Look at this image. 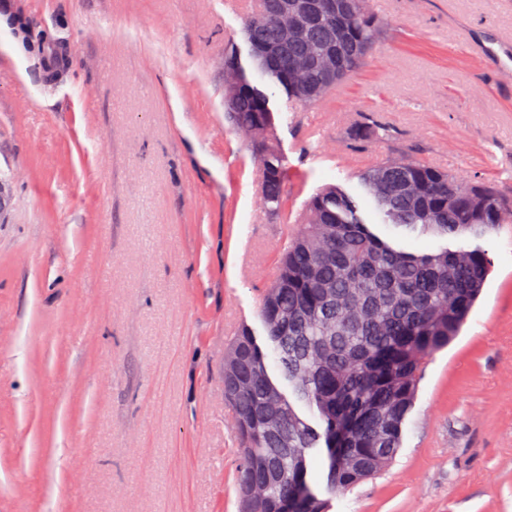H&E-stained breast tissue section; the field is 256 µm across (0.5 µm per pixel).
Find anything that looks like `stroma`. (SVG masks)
I'll return each instance as SVG.
<instances>
[{"label": "stroma", "mask_w": 512, "mask_h": 512, "mask_svg": "<svg viewBox=\"0 0 512 512\" xmlns=\"http://www.w3.org/2000/svg\"><path fill=\"white\" fill-rule=\"evenodd\" d=\"M368 8L385 32L355 72L316 106L273 100L291 175L277 218L224 108V56L252 71L259 0H0V512H238L224 354L245 326L267 345L261 295L309 197L403 157L512 199V86L455 37L512 27V0ZM365 219L493 268L394 462L329 512H512V224L447 238Z\"/></svg>", "instance_id": "obj_1"}]
</instances>
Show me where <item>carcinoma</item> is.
I'll use <instances>...</instances> for the list:
<instances>
[{
	"mask_svg": "<svg viewBox=\"0 0 512 512\" xmlns=\"http://www.w3.org/2000/svg\"><path fill=\"white\" fill-rule=\"evenodd\" d=\"M278 0L249 19L248 41L272 46L277 65L256 63L260 78L224 97L236 133L258 158L263 204L283 213L289 173L273 137L276 93L301 107L325 99L376 44L382 24L367 0H336V11L304 20L301 38H285ZM336 52L330 80L311 66L302 81L283 65ZM382 223L440 237L481 238L512 224V201L486 181L463 182L425 161L387 158L360 175ZM278 275L260 317L271 352L242 330L224 356V396L244 456L237 471L241 512H328L309 479V458L324 456L326 489L347 490L388 467L433 356L457 336L479 298L492 259L480 247L406 252L374 233L355 199L337 186L315 193L307 219L278 253ZM275 355L296 410L272 373Z\"/></svg>",
	"mask_w": 512,
	"mask_h": 512,
	"instance_id": "obj_1",
	"label": "carcinoma"
}]
</instances>
